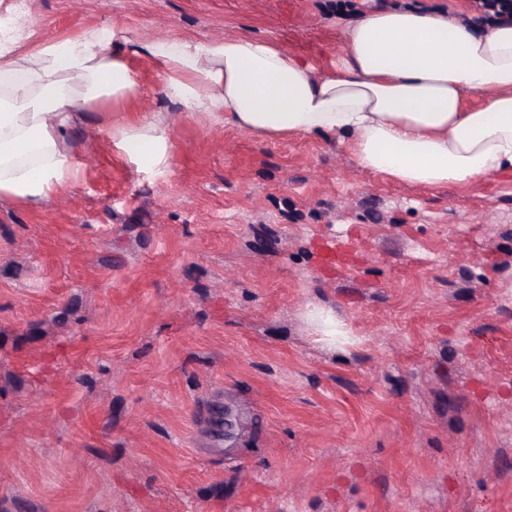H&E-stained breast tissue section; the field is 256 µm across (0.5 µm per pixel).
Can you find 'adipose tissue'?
I'll use <instances>...</instances> for the list:
<instances>
[{
  "mask_svg": "<svg viewBox=\"0 0 512 512\" xmlns=\"http://www.w3.org/2000/svg\"><path fill=\"white\" fill-rule=\"evenodd\" d=\"M134 56L157 65L170 99L251 134L336 137L360 169L399 183L512 174V24L480 30L389 8L349 27L336 63L318 70L248 34L136 40L115 24L52 41L14 26L0 36V196L35 209L75 178L69 131L87 107L137 95ZM468 93L483 104L465 108ZM115 137L139 169L168 167L160 122Z\"/></svg>",
  "mask_w": 512,
  "mask_h": 512,
  "instance_id": "adipose-tissue-1",
  "label": "adipose tissue"
}]
</instances>
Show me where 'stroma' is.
<instances>
[{"label":"stroma","instance_id":"35a3bbf8","mask_svg":"<svg viewBox=\"0 0 512 512\" xmlns=\"http://www.w3.org/2000/svg\"><path fill=\"white\" fill-rule=\"evenodd\" d=\"M392 5L475 0H0L40 38L278 41L314 66ZM82 112L77 177L0 197V512H512V176L426 188L335 139L170 101ZM145 118L169 168L112 138ZM342 334L320 335L312 310Z\"/></svg>","mask_w":512,"mask_h":512}]
</instances>
